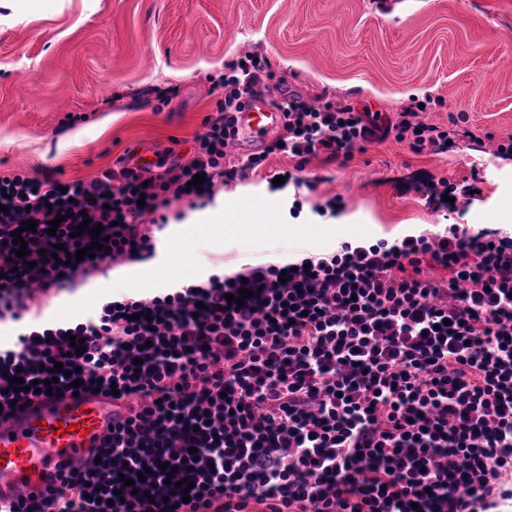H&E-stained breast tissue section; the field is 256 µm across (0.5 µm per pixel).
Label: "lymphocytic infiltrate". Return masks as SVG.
Here are the masks:
<instances>
[{
	"label": "lymphocytic infiltrate",
	"mask_w": 512,
	"mask_h": 512,
	"mask_svg": "<svg viewBox=\"0 0 512 512\" xmlns=\"http://www.w3.org/2000/svg\"><path fill=\"white\" fill-rule=\"evenodd\" d=\"M266 75L256 54L229 66L188 163L110 168L64 191L50 175H0V325L22 327L0 345V410L31 401L33 381L58 365L53 392L75 370L116 407L92 458L15 512H501L512 502V235L500 230L345 242L290 272L247 264L106 301L88 319H42L67 282L154 253L144 216L235 176L224 166L233 114ZM283 107L281 151L303 162L346 159L389 135L417 153L453 143L413 108L391 122L294 95ZM86 221L107 241L80 261ZM16 232L28 257L11 255ZM242 288L251 298L228 303ZM16 375L25 390L11 391Z\"/></svg>",
	"instance_id": "lymphocytic-infiltrate-1"
}]
</instances>
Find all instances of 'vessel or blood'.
<instances>
[{
    "label": "vessel or blood",
    "instance_id": "vessel-or-blood-1",
    "mask_svg": "<svg viewBox=\"0 0 512 512\" xmlns=\"http://www.w3.org/2000/svg\"><path fill=\"white\" fill-rule=\"evenodd\" d=\"M287 117L283 109L260 93L245 95L236 114L235 137L254 149L266 147L282 132ZM153 149L141 147L121 160L135 171L156 169ZM112 402L90 391L41 396L15 409L0 422V512H13L20 501L39 498L44 476L61 463H79L99 447L112 425ZM70 426L58 435V425Z\"/></svg>",
    "mask_w": 512,
    "mask_h": 512
}]
</instances>
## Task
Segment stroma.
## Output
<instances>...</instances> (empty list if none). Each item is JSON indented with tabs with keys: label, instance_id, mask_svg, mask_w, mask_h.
I'll return each mask as SVG.
<instances>
[{
	"label": "stroma",
	"instance_id": "stroma-1",
	"mask_svg": "<svg viewBox=\"0 0 512 512\" xmlns=\"http://www.w3.org/2000/svg\"><path fill=\"white\" fill-rule=\"evenodd\" d=\"M21 2L24 20L0 24V174L87 180L141 145L188 162L221 96L215 81L249 53L265 58L272 96L372 105L392 118L426 98L421 120L454 129L441 154L391 136L343 163L321 154L301 167L274 152L212 201L172 202L178 224L240 193L308 230L298 244L254 232L232 247L204 224L157 233L159 248L186 259L166 270L172 284L201 267L233 272L247 259L451 224L512 230V156L490 153L512 140V0ZM442 180L452 202L433 191Z\"/></svg>",
	"mask_w": 512,
	"mask_h": 512
}]
</instances>
